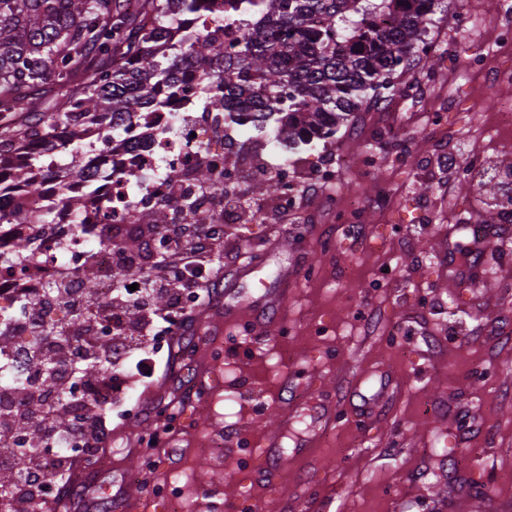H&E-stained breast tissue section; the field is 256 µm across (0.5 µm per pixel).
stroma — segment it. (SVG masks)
Returning <instances> with one entry per match:
<instances>
[{"mask_svg":"<svg viewBox=\"0 0 512 512\" xmlns=\"http://www.w3.org/2000/svg\"><path fill=\"white\" fill-rule=\"evenodd\" d=\"M499 2L441 0L425 34L433 70L395 76L416 83V97L368 105L332 137L289 155L296 186L334 157L367 162L337 165L335 184H323L281 223L225 231L220 298L193 310L186 332L190 365L177 372L156 359L134 391L138 416L107 420L105 467L91 475L72 463L75 491L63 512H123L134 493L151 501L149 512H167L152 491L172 479L183 512H209L202 487L216 481L238 512H397L398 492L409 512H439V494L453 499V512H472L479 501L487 512L512 505V317L503 314L512 228L492 236L483 264L448 276L455 248L468 247L472 224L488 211L486 194L460 191L449 152L512 163V132L498 117L512 105V85L491 87L466 64L484 56L512 68V53L497 47ZM230 135L240 170L277 167L266 136L238 126ZM358 182L371 186L361 198L360 232L317 215L320 196L343 206ZM459 194L468 208L449 211ZM385 271L390 287H372ZM275 295L293 336L286 360L275 328L223 318L225 307ZM287 371L290 412L302 424L312 423V404L327 395L351 409L319 435L311 456H294L295 441L284 436L281 476L267 483L240 458L271 423L268 408ZM198 386L209 403L204 414L192 396ZM164 400L178 405L180 422L159 467L130 483L140 466L130 429L153 425L150 409ZM206 436L223 438L218 454L200 448Z\"/></svg>","mask_w":512,"mask_h":512,"instance_id":"obj_1","label":"stroma"}]
</instances>
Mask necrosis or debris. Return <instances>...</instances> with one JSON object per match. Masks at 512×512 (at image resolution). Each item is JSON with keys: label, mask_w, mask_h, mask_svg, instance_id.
<instances>
[{"label": "necrosis or debris", "mask_w": 512, "mask_h": 512, "mask_svg": "<svg viewBox=\"0 0 512 512\" xmlns=\"http://www.w3.org/2000/svg\"><path fill=\"white\" fill-rule=\"evenodd\" d=\"M196 83L186 84L178 103L162 112L133 118L122 136L123 148L111 150V165L98 180H63L56 165L42 168L36 207L13 190L0 194V366L13 377L28 371L30 347L24 330L27 304L46 296L50 285L82 286L88 263L101 272L97 290L112 295L118 244L126 242L131 209L169 205L174 224L193 216L206 224H231L228 208L214 209L198 187L196 171L210 168L216 185L231 182L235 145L224 140L223 113L201 107ZM51 223H43V215ZM28 240L30 258H16L15 244Z\"/></svg>", "instance_id": "necrosis-or-debris-1"}]
</instances>
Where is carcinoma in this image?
Segmentation results:
<instances>
[{
    "mask_svg": "<svg viewBox=\"0 0 512 512\" xmlns=\"http://www.w3.org/2000/svg\"><path fill=\"white\" fill-rule=\"evenodd\" d=\"M437 0H0V163L5 185L39 195L55 127L73 136L96 117L113 124L164 108L184 79L199 82L208 108L269 121L296 148L326 138L362 107L395 98L394 75L425 32ZM240 25L235 49L180 19L201 13ZM59 163L85 174L82 149ZM491 224L512 205L495 176ZM131 224H168L166 206L128 212ZM46 393L57 363H30Z\"/></svg>",
    "mask_w": 512,
    "mask_h": 512,
    "instance_id": "obj_1",
    "label": "carcinoma"
}]
</instances>
